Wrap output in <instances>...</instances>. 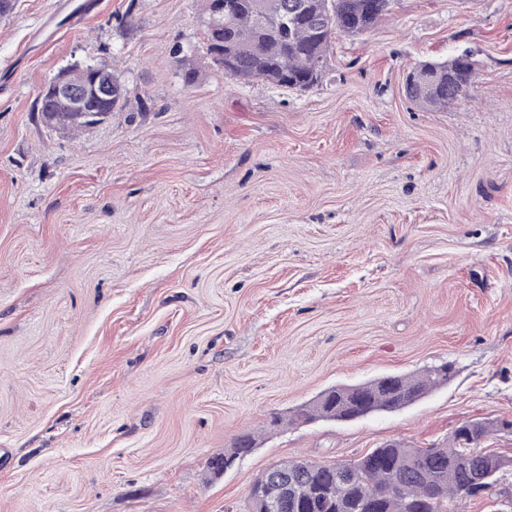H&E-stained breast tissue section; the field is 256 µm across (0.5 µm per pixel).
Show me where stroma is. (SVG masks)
I'll return each instance as SVG.
<instances>
[{
	"mask_svg": "<svg viewBox=\"0 0 512 512\" xmlns=\"http://www.w3.org/2000/svg\"><path fill=\"white\" fill-rule=\"evenodd\" d=\"M82 2L0 19V512H244L278 461L512 420V0H390L305 91L203 59L185 85L172 48L200 43L203 0ZM466 47L464 97L406 99ZM101 58L122 111L44 126V83ZM445 361L403 410L269 427ZM256 447V439L249 434L239 436L232 448L224 451V454L216 456L211 462V469L215 475H223L232 468L237 460L250 454Z\"/></svg>",
	"mask_w": 512,
	"mask_h": 512,
	"instance_id": "stroma-1",
	"label": "stroma"
}]
</instances>
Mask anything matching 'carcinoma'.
I'll list each match as a JSON object with an SVG mask.
<instances>
[{
    "instance_id": "obj_1",
    "label": "carcinoma",
    "mask_w": 512,
    "mask_h": 512,
    "mask_svg": "<svg viewBox=\"0 0 512 512\" xmlns=\"http://www.w3.org/2000/svg\"><path fill=\"white\" fill-rule=\"evenodd\" d=\"M220 2L205 0L208 21L202 45L190 52L181 44L174 48V54L181 56L187 86L198 78V67L189 58L201 53L227 77L309 89L322 77L339 25L347 26L349 35L360 34L389 5V0H334L329 13L325 0H230L231 10L226 12ZM473 71L468 49L442 62L422 64L406 77V97L416 105L445 108L449 100L466 95ZM127 94L125 83L114 78L112 102L103 114L122 109ZM37 111L51 129L90 127L47 90L38 94ZM452 376L453 365L443 362L412 375H386L358 385L331 387L297 408L288 423L350 422L396 412L448 384ZM492 430V423L473 419L459 425L447 441L428 448L388 442L350 462H279L277 466L288 470V507L281 512H456L455 500L492 490L498 474L512 466V460L481 451ZM255 447L253 436L238 437L232 448L212 460L213 474H224Z\"/></svg>"
}]
</instances>
